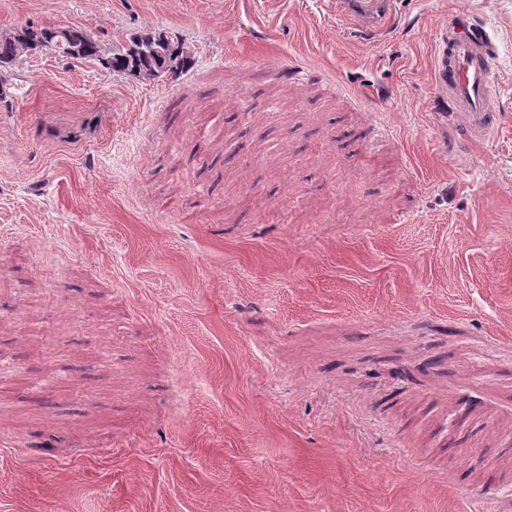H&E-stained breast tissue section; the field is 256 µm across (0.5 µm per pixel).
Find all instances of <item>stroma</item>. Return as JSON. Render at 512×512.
Wrapping results in <instances>:
<instances>
[{"label":"stroma","instance_id":"stroma-1","mask_svg":"<svg viewBox=\"0 0 512 512\" xmlns=\"http://www.w3.org/2000/svg\"><path fill=\"white\" fill-rule=\"evenodd\" d=\"M0 0V512H512V0ZM492 27L499 133L438 118ZM307 70L305 79L287 70ZM391 0H330L335 5L336 14L350 24L361 23L364 31L377 35H385L393 27L387 11V3ZM498 53L495 34L464 16L451 15L435 42L434 84L464 145L483 143L501 128V111L491 71ZM448 109L450 112H448ZM23 57L20 55V46L12 33L0 36V66L10 68L19 63ZM150 34V32L135 34L130 38L129 45L110 52L106 57L108 63L101 59L98 60L103 67L111 71L129 73L148 79L168 72H172L173 77H177L193 67V57L176 58L171 56L168 51L157 52L149 49H145V52H135V47H138L137 40L145 39Z\"/></svg>","mask_w":512,"mask_h":512}]
</instances>
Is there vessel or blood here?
I'll list each match as a JSON object with an SVG mask.
<instances>
[{
  "label": "vessel or blood",
  "mask_w": 512,
  "mask_h": 512,
  "mask_svg": "<svg viewBox=\"0 0 512 512\" xmlns=\"http://www.w3.org/2000/svg\"><path fill=\"white\" fill-rule=\"evenodd\" d=\"M337 15L362 24L365 32L384 35L392 28L388 0H331ZM498 53L494 33L460 15L449 16L438 33L433 59L434 84L450 122L463 144L482 143L501 128V111L491 86Z\"/></svg>",
  "instance_id": "vessel-or-blood-1"
}]
</instances>
